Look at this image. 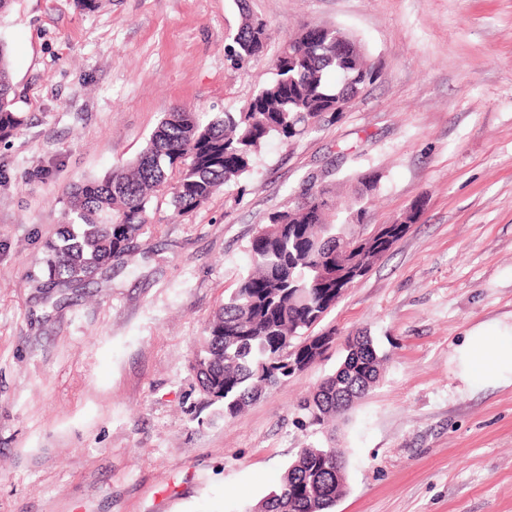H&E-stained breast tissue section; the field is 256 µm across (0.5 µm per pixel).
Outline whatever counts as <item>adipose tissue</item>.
<instances>
[{
	"label": "adipose tissue",
	"instance_id": "adipose-tissue-1",
	"mask_svg": "<svg viewBox=\"0 0 512 512\" xmlns=\"http://www.w3.org/2000/svg\"><path fill=\"white\" fill-rule=\"evenodd\" d=\"M457 356L468 385L496 386L512 379V335L478 329L466 336Z\"/></svg>",
	"mask_w": 512,
	"mask_h": 512
}]
</instances>
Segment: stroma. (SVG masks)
Here are the masks:
<instances>
[{"label": "stroma", "instance_id": "stroma-1", "mask_svg": "<svg viewBox=\"0 0 512 512\" xmlns=\"http://www.w3.org/2000/svg\"><path fill=\"white\" fill-rule=\"evenodd\" d=\"M243 3L271 37L236 69ZM305 24L364 46L354 104L193 212L158 196L131 261L43 304L70 187L165 113L241 111ZM0 43L25 116L0 143V512H251L312 445L344 453L333 512H512V386L468 388L454 359L469 330L512 328V0H12ZM366 173V230L416 202L419 221L311 328L335 331L326 353L224 420L191 362L250 240L308 178L348 196ZM360 331L379 382L335 428L301 425Z\"/></svg>", "mask_w": 512, "mask_h": 512}]
</instances>
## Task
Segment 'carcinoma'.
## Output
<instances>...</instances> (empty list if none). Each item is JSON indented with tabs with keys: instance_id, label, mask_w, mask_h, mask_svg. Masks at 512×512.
Here are the masks:
<instances>
[{
	"instance_id": "1",
	"label": "carcinoma",
	"mask_w": 512,
	"mask_h": 512,
	"mask_svg": "<svg viewBox=\"0 0 512 512\" xmlns=\"http://www.w3.org/2000/svg\"><path fill=\"white\" fill-rule=\"evenodd\" d=\"M268 39L267 24L246 14L231 47L236 63H251ZM351 44L349 55L338 58L336 31L303 26L278 56L275 77L243 110L214 117L170 112L135 160L73 187L70 221L46 245L49 275L39 285L41 299L78 288L90 273L133 256L159 192H169L175 212L189 213L221 186L247 176L266 141L288 143L313 129L322 113L342 111L376 77L359 42ZM24 124L0 44V140ZM358 182L362 189L345 223L330 221L331 191L311 182L292 208L270 213L250 240L252 267L208 321L191 362L200 393L221 405L224 419L237 418L266 388L314 363L335 340L327 332L294 344L350 282L348 272L334 278L324 270L336 267V242L354 237L346 227L363 223L376 178L363 174ZM345 347L336 372L298 404L302 425L328 426L379 381L385 357L370 337L349 336ZM340 469L336 449L302 448L279 488L251 512H332Z\"/></svg>"
}]
</instances>
